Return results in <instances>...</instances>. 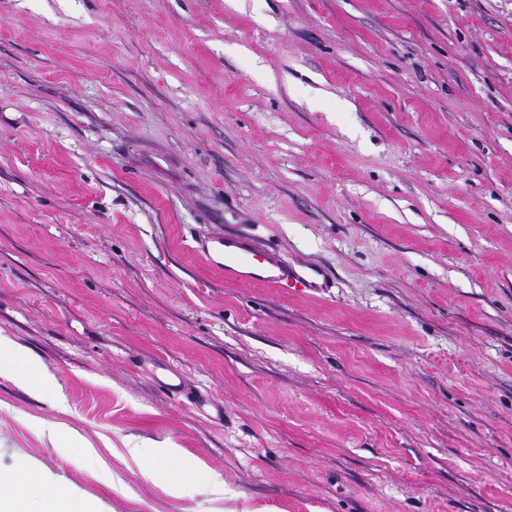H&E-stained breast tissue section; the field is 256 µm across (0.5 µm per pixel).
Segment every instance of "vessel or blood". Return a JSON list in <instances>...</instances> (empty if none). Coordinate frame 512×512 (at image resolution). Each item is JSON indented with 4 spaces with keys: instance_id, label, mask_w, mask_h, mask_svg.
<instances>
[{
    "instance_id": "b4317fda",
    "label": "vessel or blood",
    "mask_w": 512,
    "mask_h": 512,
    "mask_svg": "<svg viewBox=\"0 0 512 512\" xmlns=\"http://www.w3.org/2000/svg\"><path fill=\"white\" fill-rule=\"evenodd\" d=\"M197 251L208 258L222 256L224 276L230 280L263 284L294 296L322 293L332 285L331 275L325 267L314 263L289 264L277 252L240 234L200 238Z\"/></svg>"
}]
</instances>
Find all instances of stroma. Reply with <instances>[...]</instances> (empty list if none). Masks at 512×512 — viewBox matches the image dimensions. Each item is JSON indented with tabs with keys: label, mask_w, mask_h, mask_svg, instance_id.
Returning a JSON list of instances; mask_svg holds the SVG:
<instances>
[{
	"label": "stroma",
	"mask_w": 512,
	"mask_h": 512,
	"mask_svg": "<svg viewBox=\"0 0 512 512\" xmlns=\"http://www.w3.org/2000/svg\"><path fill=\"white\" fill-rule=\"evenodd\" d=\"M1 338L0 468L105 512H512V0H0ZM196 251L212 259L223 257L224 277L244 283L263 284L288 295L313 296L332 287L329 271L318 264L294 265L282 260L276 251L261 247L241 234L207 236L196 241ZM0 373L16 375L33 387H40L43 383L34 362L6 340L0 342ZM166 478L176 489H191L199 482L197 476L189 475L173 458L168 462Z\"/></svg>",
	"instance_id": "1"
}]
</instances>
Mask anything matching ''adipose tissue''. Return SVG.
Masks as SVG:
<instances>
[{
    "label": "adipose tissue",
    "instance_id": "obj_1",
    "mask_svg": "<svg viewBox=\"0 0 512 512\" xmlns=\"http://www.w3.org/2000/svg\"><path fill=\"white\" fill-rule=\"evenodd\" d=\"M20 471H0V512H103L98 501L83 499L64 476L44 473L39 483L52 485L49 493L30 494L20 481Z\"/></svg>",
    "mask_w": 512,
    "mask_h": 512
}]
</instances>
